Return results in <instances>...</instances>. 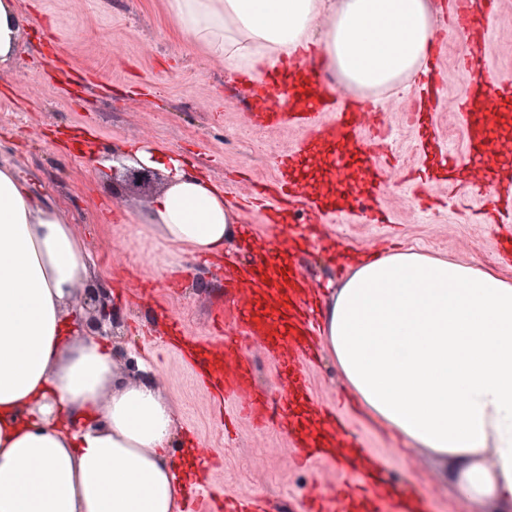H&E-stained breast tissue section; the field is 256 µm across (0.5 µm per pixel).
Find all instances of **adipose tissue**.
Here are the masks:
<instances>
[{
	"instance_id": "1",
	"label": "adipose tissue",
	"mask_w": 512,
	"mask_h": 512,
	"mask_svg": "<svg viewBox=\"0 0 512 512\" xmlns=\"http://www.w3.org/2000/svg\"><path fill=\"white\" fill-rule=\"evenodd\" d=\"M323 0H168L178 27L250 76L308 50ZM29 24L0 0V64ZM425 0H344L321 60L361 90L424 72ZM130 164L165 186L141 223L169 245L223 253L238 230L224 191L180 156L138 144ZM66 214L0 167V512H180L171 408L151 381L117 384L113 352L69 336L87 280ZM363 406L411 443L463 464L470 493L512 503V281L416 251L359 262L323 338Z\"/></svg>"
}]
</instances>
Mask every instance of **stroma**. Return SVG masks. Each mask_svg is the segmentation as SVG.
Wrapping results in <instances>:
<instances>
[{"instance_id":"1","label":"stroma","mask_w":512,"mask_h":512,"mask_svg":"<svg viewBox=\"0 0 512 512\" xmlns=\"http://www.w3.org/2000/svg\"><path fill=\"white\" fill-rule=\"evenodd\" d=\"M433 25L446 40L432 66L441 78L434 133L448 150L465 153L458 113L476 75L512 76V0L498 8L483 41L448 27L447 0H426ZM30 25L15 57L0 69V164L17 169L38 199L65 210L81 237L89 279L73 303L72 333L87 334L93 305L89 291L108 288L119 312L111 339L122 382L149 376L174 415L176 437L168 451L181 461L193 452L210 470L201 493L223 489L234 496L261 495L280 512L299 507L303 495L356 486L359 468L343 460L301 467L286 431L259 429L239 410L236 398L214 405L197 382L185 345L212 342L215 317L224 310L222 270L201 265L188 247L165 243L139 216L150 193L113 175L110 160L130 144L156 146L182 156L224 191L238 223L255 238L289 249V225L306 221L295 209L288 226L271 227L257 210L239 208L252 184L273 179L281 155L302 132L287 126L258 131L242 115L251 85L224 59L179 31L167 0H18ZM414 80L395 88L362 91L341 86L345 99L368 100L390 134L393 152L378 185L369 167L347 171V183L372 190L382 222H368L353 199L341 200L326 218L331 245L306 261V275L330 306L353 273L345 255L390 247L451 262L490 268L512 279V264L495 260L490 224L475 223L473 207L491 192L489 180L463 178L414 192L415 134L408 113ZM260 389L289 404L287 387L260 347L246 349ZM313 402L336 410L345 430L370 460L383 465L396 489L411 490L424 512H512L511 505L469 496L459 483L460 462L400 439L346 395L345 379L326 347L309 365Z\"/></svg>"}]
</instances>
